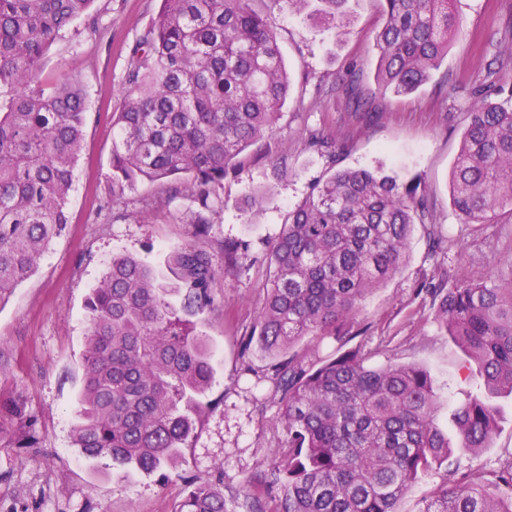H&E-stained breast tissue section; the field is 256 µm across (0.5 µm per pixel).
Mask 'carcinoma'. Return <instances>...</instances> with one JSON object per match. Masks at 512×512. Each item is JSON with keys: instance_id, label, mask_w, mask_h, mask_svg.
<instances>
[{"instance_id": "obj_1", "label": "carcinoma", "mask_w": 512, "mask_h": 512, "mask_svg": "<svg viewBox=\"0 0 512 512\" xmlns=\"http://www.w3.org/2000/svg\"><path fill=\"white\" fill-rule=\"evenodd\" d=\"M157 22L139 40L126 72L123 102L112 113V198L139 183L171 180L170 196L197 203L194 234L208 233L203 212L218 201L224 175L247 146L270 133L290 78L276 32L258 0H161ZM314 16L350 33L348 0H318ZM453 0H379L378 90H418L461 33ZM94 0H0V301L36 270L65 229L73 170L86 122L80 81L41 80L45 56L66 26ZM344 93L367 120L379 117L349 74ZM473 104L452 166L450 199L463 222L512 215V99ZM427 199L412 185L368 169L333 171L290 213L272 243L257 343L282 357L269 378L281 405L288 454L246 480L242 512H400L423 475L454 450L490 447L496 399L512 396V278L423 285L436 319L474 362L484 392L442 406L430 373L417 364L371 365L357 350L305 366L292 349L307 336L344 338L362 299L398 273L407 241L426 224ZM224 279L246 262L224 241ZM187 317L210 309L218 271L209 251L173 255ZM169 289L142 260L118 255L88 298L84 388L74 445L88 458L152 473L181 458L193 431L188 409L214 374L212 349L177 316ZM37 444L27 402L0 391V443ZM260 482L279 491L266 511L251 496ZM181 512H225L224 496L200 482ZM424 512H512V464L490 476L452 472Z\"/></svg>"}]
</instances>
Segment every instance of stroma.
Returning a JSON list of instances; mask_svg holds the SVG:
<instances>
[{
    "instance_id": "35a3bbf8",
    "label": "stroma",
    "mask_w": 512,
    "mask_h": 512,
    "mask_svg": "<svg viewBox=\"0 0 512 512\" xmlns=\"http://www.w3.org/2000/svg\"><path fill=\"white\" fill-rule=\"evenodd\" d=\"M353 33L336 39L281 0L262 9L277 33L292 79L290 96L269 134L247 147L224 178L221 207L209 211L210 234L193 235L197 207L169 198L164 182L145 183L112 199V114L122 101L132 50L157 20L161 0H96L97 28L75 21L49 49L44 81L76 77L87 94L84 139L74 168L69 223L39 260L37 271L0 302V391L22 396L37 422L33 448L0 446V512H178L193 478L221 491L237 512L246 478L267 469L273 449L285 442L278 401L255 402L248 388L272 375L275 358L244 348L262 309L270 268L268 249L288 213L334 168L383 167L412 184L430 206V223L443 239L431 251L415 226L401 270L361 303L346 337H308L297 346L316 364L339 350L357 349L375 364H417L430 371L446 404L467 397L459 382L461 348L442 330L421 286L444 276L475 280L512 274V215L465 224L450 203L449 178L473 99L463 83L484 74L503 31L497 0H456L463 30L441 63L448 88L429 81L414 94L375 95L379 52L374 33L383 17L376 0H351ZM356 72L362 94L374 95L377 121L355 115L341 86ZM340 135L337 154L318 149L319 138ZM249 248L240 274L216 280L215 306L195 316L198 332L214 350V375L195 415L196 429L176 468L132 471L111 458L83 457L73 429L84 386L83 354L89 321L87 297L113 256L149 263L166 283L175 277L169 256L197 244L223 268L222 241ZM501 420L489 448L455 452L460 471L492 473L512 459V397L499 400Z\"/></svg>"
}]
</instances>
